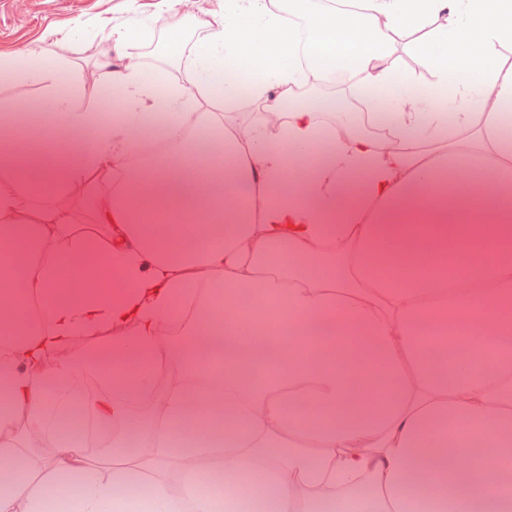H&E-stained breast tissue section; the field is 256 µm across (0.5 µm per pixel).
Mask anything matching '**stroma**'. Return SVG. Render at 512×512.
I'll return each mask as SVG.
<instances>
[{
    "mask_svg": "<svg viewBox=\"0 0 512 512\" xmlns=\"http://www.w3.org/2000/svg\"><path fill=\"white\" fill-rule=\"evenodd\" d=\"M133 5L151 16L152 33L144 44L130 49L131 59L149 71L165 66L166 58L157 48L170 35L159 0H137ZM133 5L128 0H0V54L22 58L34 46L47 45L79 61L86 85L82 104L92 107L112 87L97 62L111 50L112 29L128 17ZM43 93L42 84L35 81L0 79V118L20 109H41Z\"/></svg>",
    "mask_w": 512,
    "mask_h": 512,
    "instance_id": "stroma-1",
    "label": "stroma"
}]
</instances>
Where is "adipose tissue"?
I'll list each match as a JSON object with an SVG mask.
<instances>
[{
    "label": "adipose tissue",
    "instance_id": "adipose-tissue-1",
    "mask_svg": "<svg viewBox=\"0 0 512 512\" xmlns=\"http://www.w3.org/2000/svg\"><path fill=\"white\" fill-rule=\"evenodd\" d=\"M309 2L160 0L206 35L102 61L109 117L65 55L0 58L45 89L0 137V512H512V0ZM76 188L92 228L26 205Z\"/></svg>",
    "mask_w": 512,
    "mask_h": 512
}]
</instances>
